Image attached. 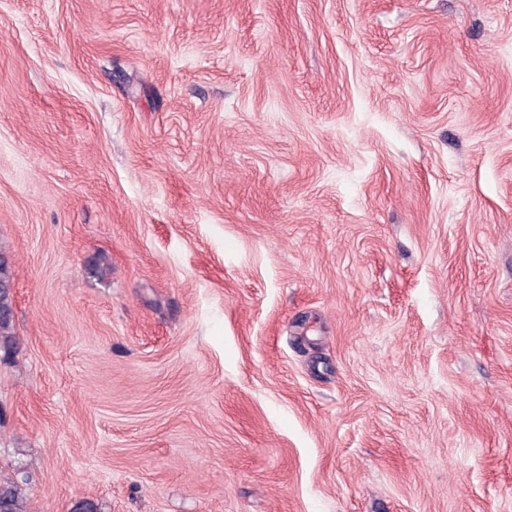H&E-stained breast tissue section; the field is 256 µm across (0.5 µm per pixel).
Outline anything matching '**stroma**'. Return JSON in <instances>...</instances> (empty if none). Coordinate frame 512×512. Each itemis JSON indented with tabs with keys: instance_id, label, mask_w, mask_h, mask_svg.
<instances>
[{
	"instance_id": "obj_1",
	"label": "stroma",
	"mask_w": 512,
	"mask_h": 512,
	"mask_svg": "<svg viewBox=\"0 0 512 512\" xmlns=\"http://www.w3.org/2000/svg\"><path fill=\"white\" fill-rule=\"evenodd\" d=\"M0 251L26 512H512V0H0ZM14 272L9 258L0 253V349L8 350L14 336V301L10 289Z\"/></svg>"
}]
</instances>
